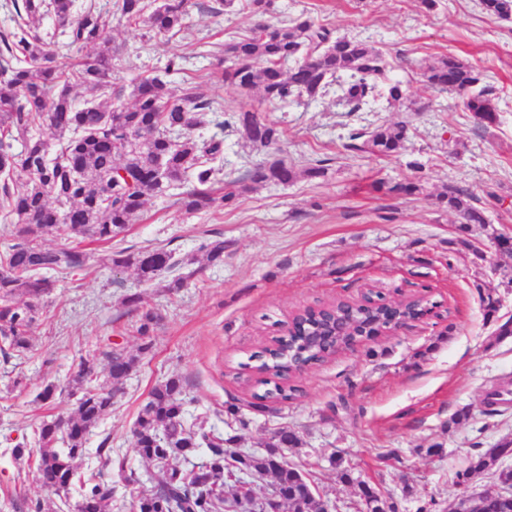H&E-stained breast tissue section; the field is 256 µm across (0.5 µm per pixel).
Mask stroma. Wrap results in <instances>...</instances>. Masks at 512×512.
Masks as SVG:
<instances>
[{"label":"stroma","mask_w":512,"mask_h":512,"mask_svg":"<svg viewBox=\"0 0 512 512\" xmlns=\"http://www.w3.org/2000/svg\"><path fill=\"white\" fill-rule=\"evenodd\" d=\"M101 11L108 33L128 69L125 80L163 71L169 57H183V78L216 66L211 46L229 33L247 31L245 11L215 16L191 7L187 28L148 42L147 30L128 25L117 0H76ZM311 17L335 34L363 38L387 61L385 76L409 85L406 99L379 101L367 112H348L337 85L316 101L271 112L285 132L280 150L253 146L234 130L207 124L197 139L223 136L233 167L284 158L295 169L326 160L323 180L298 179L288 186L248 192L221 212L184 215L171 196L151 199L143 213L111 245H88L87 270L68 277L63 290L47 297L32 330L34 350L22 360L0 356V512H57L59 498L37 480L35 464L15 459L13 442L35 423L66 414L76 405L66 395L51 404L35 396L49 383L66 390L80 354L112 343L135 352L138 313L121 303L140 293L144 308L159 313L151 347L127 378L111 412L86 444V464L96 461L104 437L125 455L124 471L107 470L114 487L111 512H131L147 484V469L132 451L136 417L157 381H183L187 419L235 437L237 450L261 454L275 429L298 432L301 444L289 462L307 474L317 500L340 512H364L357 481L393 498L398 512H416L420 498L434 497L435 512H454L461 494H475L491 475L457 483L478 449L512 440V410L487 415L483 400L493 386L512 383V336L498 327L512 319V256L499 252L480 230L462 234L458 217L436 203L448 184L477 197L494 191L510 205L486 215L498 232L512 235V20L486 17L478 0H275L278 19ZM454 54L481 73L499 108L495 125L481 126L458 99L424 85L418 64ZM406 122L405 147L397 155L346 151L359 128ZM421 180L425 191L399 197L376 189L379 181ZM224 239V263L199 265L184 288L166 289L168 274L140 283L133 270L113 271L102 262L110 250L164 247L195 256L203 239ZM469 237L473 249L460 246ZM398 302L422 298L427 314L397 329L340 349L294 379L286 400L252 407L254 388L237 378L239 362L284 335L296 312L336 301L361 302L368 292ZM497 299L495 317L485 314ZM23 384L8 390L9 378ZM235 407L248 428L227 413ZM470 417L450 425L458 411ZM343 459L351 481L339 476Z\"/></svg>","instance_id":"stroma-1"}]
</instances>
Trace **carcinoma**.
Here are the masks:
<instances>
[{
    "label": "carcinoma",
    "instance_id": "cac0c4a2",
    "mask_svg": "<svg viewBox=\"0 0 512 512\" xmlns=\"http://www.w3.org/2000/svg\"><path fill=\"white\" fill-rule=\"evenodd\" d=\"M14 30L4 35L0 53V208L12 226V243L0 254V353L4 358L23 359L33 349L29 330L42 315L44 297L54 293L64 276L84 269L89 260L82 243H110L144 210L149 199L177 191V203L187 214L221 211L237 197L258 187L286 186L298 173L283 159L247 163L226 169L224 140H198L193 131L213 112L212 101L200 85L184 80L175 89L158 76L134 85L133 102H122L124 87L119 49L111 46L105 22L95 6L72 16L75 0H12ZM489 18H512V0H479ZM118 9L128 24H143L149 40L172 37L186 27L188 0H118ZM256 18L242 35L224 42L220 63L222 78L243 96L260 93L269 110L284 109L304 99L322 96L331 82L342 79V98L351 111L368 108L381 99L388 103L406 98L402 82L384 79L386 60L369 42L332 36V31L308 17L272 22L268 15L273 0H245ZM52 14L69 23L67 45L81 52L95 47L92 56L58 57L49 50L55 33L39 28V19ZM426 86L457 97L466 111L484 126L497 121V107L488 91L478 90L480 74L455 56H443L426 65ZM107 97L112 103L87 99L78 102L77 88ZM44 120L52 137L34 138L29 130ZM219 125L236 128L256 147H277L283 130L258 109L240 107L224 112ZM403 121L381 124L371 131L350 134L344 148L356 153L393 156L408 139ZM24 137L16 151V135ZM29 174L25 183L14 179L16 170ZM439 206L456 213L463 228L472 224L500 242L502 235L477 206L467 188L448 185L436 196ZM57 245L46 244V237ZM198 251L216 265L224 261V240L204 239ZM103 261L113 269L132 268L143 283L164 272L172 274L166 288L184 287L194 272H183L191 261L177 259L171 249L156 248L110 253ZM421 306L415 301L388 308L375 303L353 307L340 302L331 310L306 308L294 316L288 336L256 355L255 383L263 391L254 394V408L268 400L289 398L288 381L305 363L318 364L339 347V337L326 334L338 321L360 333L377 331L399 315L414 320ZM160 315L151 309L141 313L135 328L145 338ZM106 359L107 379L100 382L97 355L79 357L69 385L80 393L68 415L41 420L32 429L36 450L28 441L13 446L15 458L35 455L41 484L65 496L73 486L81 491L80 512H106L112 505V483L101 471L112 467L110 437L96 449L97 468L81 471L86 443L102 417L122 393V385L138 363L137 356L122 348L101 351ZM182 381L171 376L158 382L139 411L133 429V451L151 463L147 472L150 489L133 504L135 512H224V498L214 488L224 487V448L234 442L208 430L204 422H188ZM295 431H274L263 454H247V473L276 489L290 512H319L303 473L288 463L285 451L296 448ZM208 449L202 463L190 461L196 449ZM180 455L186 467L171 464ZM502 478L497 449L489 448L471 457L457 475L458 483L488 472ZM360 496L369 512H396L394 503L380 497L366 483H359ZM512 504L500 498L459 500L456 512H509Z\"/></svg>",
    "mask_w": 512,
    "mask_h": 512
}]
</instances>
